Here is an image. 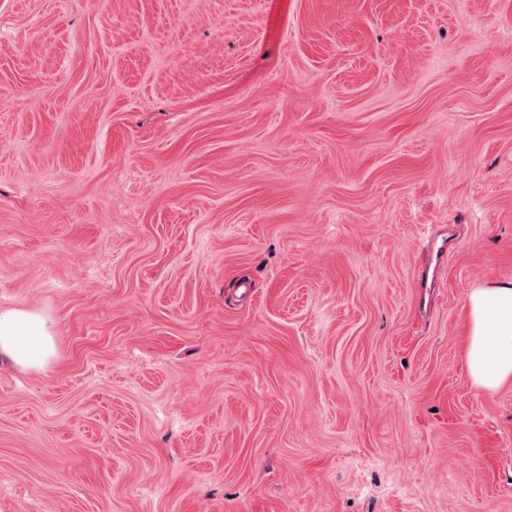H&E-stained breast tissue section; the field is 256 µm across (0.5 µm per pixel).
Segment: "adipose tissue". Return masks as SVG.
<instances>
[{"label":"adipose tissue","instance_id":"1","mask_svg":"<svg viewBox=\"0 0 512 512\" xmlns=\"http://www.w3.org/2000/svg\"><path fill=\"white\" fill-rule=\"evenodd\" d=\"M466 309L467 374L477 388L497 389L512 381V282L472 289ZM55 355L51 319L23 309L0 315V359L23 369H39Z\"/></svg>","mask_w":512,"mask_h":512}]
</instances>
